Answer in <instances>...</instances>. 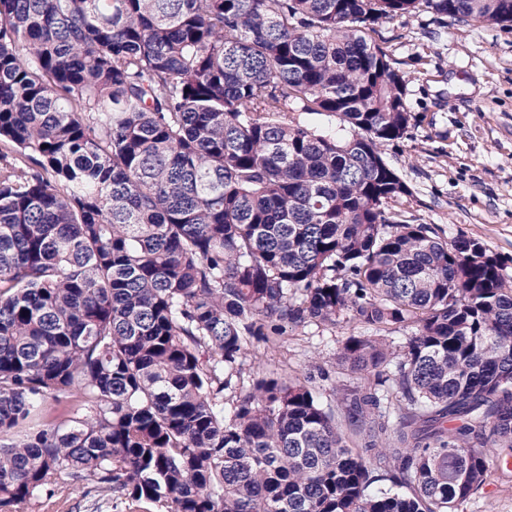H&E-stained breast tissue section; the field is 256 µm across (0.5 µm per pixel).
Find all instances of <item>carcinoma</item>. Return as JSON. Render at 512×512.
I'll return each mask as SVG.
<instances>
[{
	"mask_svg": "<svg viewBox=\"0 0 512 512\" xmlns=\"http://www.w3.org/2000/svg\"><path fill=\"white\" fill-rule=\"evenodd\" d=\"M420 11L512 24V0H0V512L73 488L458 512L484 448L508 462L512 284L390 208L410 79L368 33ZM342 315L366 384L237 382L248 339Z\"/></svg>",
	"mask_w": 512,
	"mask_h": 512,
	"instance_id": "obj_1",
	"label": "carcinoma"
}]
</instances>
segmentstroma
<instances>
[{"mask_svg":"<svg viewBox=\"0 0 512 512\" xmlns=\"http://www.w3.org/2000/svg\"><path fill=\"white\" fill-rule=\"evenodd\" d=\"M372 38L412 78L409 128L384 154L411 190L395 210L442 238L480 240L512 282V27L418 12L383 21ZM366 333L342 317L290 327L273 344L248 342L241 379L285 368L323 393L356 386L339 357L349 337ZM486 455V482L458 512H512V469L499 449Z\"/></svg>","mask_w":512,"mask_h":512,"instance_id":"1","label":"stroma"}]
</instances>
